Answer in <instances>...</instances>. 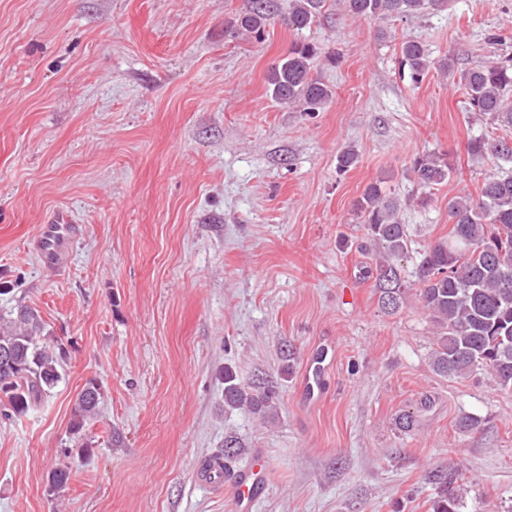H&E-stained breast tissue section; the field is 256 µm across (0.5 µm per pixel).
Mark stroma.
<instances>
[{
  "label": "stroma",
  "instance_id": "obj_1",
  "mask_svg": "<svg viewBox=\"0 0 512 512\" xmlns=\"http://www.w3.org/2000/svg\"><path fill=\"white\" fill-rule=\"evenodd\" d=\"M248 5L0 0V310L34 308L65 370L39 405L0 416V512H233L231 490L196 480L232 437L230 470L267 461L255 512H435L439 470L458 512H512V390L482 370L433 371L417 290L387 312L359 275L353 210L376 180L401 200L410 278L448 234L449 199L512 170L468 152L469 138L512 130L468 111L457 79L434 68L416 84L399 62L409 38L466 68L512 57V0L407 20L325 0L311 28L278 23L260 41L227 29ZM301 41L332 90L319 112L267 91ZM347 147L358 163L342 172ZM431 153L453 170L427 189L412 163ZM56 209L77 234L50 267L37 241ZM325 336L336 358L308 405L302 368ZM228 369L277 386L274 418L225 405ZM91 379L103 400L81 452L69 427ZM465 415L477 428L459 427Z\"/></svg>",
  "mask_w": 512,
  "mask_h": 512
}]
</instances>
